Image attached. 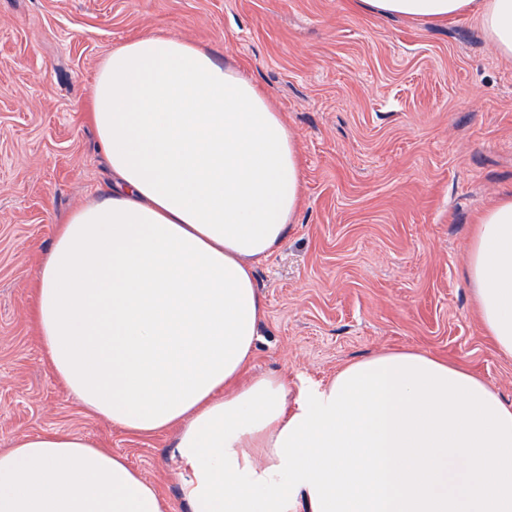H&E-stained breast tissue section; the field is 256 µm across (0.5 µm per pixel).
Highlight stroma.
<instances>
[{
  "label": "stroma",
  "instance_id": "35a3bbf8",
  "mask_svg": "<svg viewBox=\"0 0 512 512\" xmlns=\"http://www.w3.org/2000/svg\"><path fill=\"white\" fill-rule=\"evenodd\" d=\"M148 32L254 79L303 157L288 240L256 266L267 314L251 374L285 373L296 390L415 349L512 403V360L462 276L477 217L512 192V58L477 21L357 14L350 0H0V450L74 432L189 512L174 432L135 435L87 413L30 318L57 224L109 189L88 89L106 56Z\"/></svg>",
  "mask_w": 512,
  "mask_h": 512
}]
</instances>
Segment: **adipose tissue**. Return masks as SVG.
I'll return each mask as SVG.
<instances>
[{
  "label": "adipose tissue",
  "instance_id": "ef3b65f1",
  "mask_svg": "<svg viewBox=\"0 0 512 512\" xmlns=\"http://www.w3.org/2000/svg\"><path fill=\"white\" fill-rule=\"evenodd\" d=\"M431 24L469 17L512 57V0H355ZM89 121L112 187L59 224L32 318L55 375L127 432L176 434L189 512H512V403L413 351L350 363L291 397L247 376L266 300L256 263L301 204L280 113L197 44L139 36L106 57ZM463 276L512 359V195L479 215ZM0 512H170L125 457L50 431L0 452Z\"/></svg>",
  "mask_w": 512,
  "mask_h": 512
}]
</instances>
